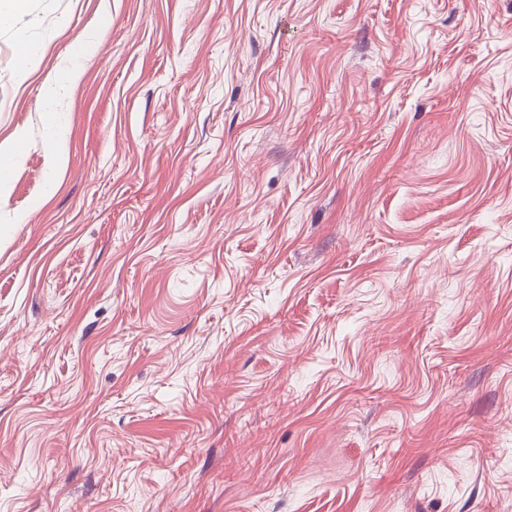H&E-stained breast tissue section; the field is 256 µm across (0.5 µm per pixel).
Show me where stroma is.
I'll use <instances>...</instances> for the list:
<instances>
[{"mask_svg":"<svg viewBox=\"0 0 512 512\" xmlns=\"http://www.w3.org/2000/svg\"><path fill=\"white\" fill-rule=\"evenodd\" d=\"M13 135L0 512H512V0H26Z\"/></svg>","mask_w":512,"mask_h":512,"instance_id":"35a3bbf8","label":"stroma"}]
</instances>
